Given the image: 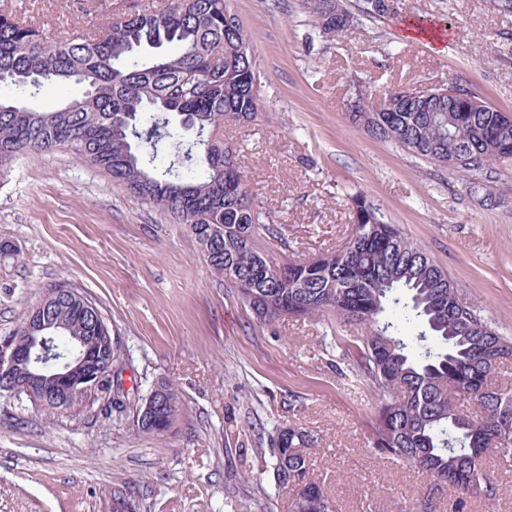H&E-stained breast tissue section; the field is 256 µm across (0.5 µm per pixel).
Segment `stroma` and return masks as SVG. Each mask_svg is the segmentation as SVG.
Masks as SVG:
<instances>
[{
  "instance_id": "35a3bbf8",
  "label": "stroma",
  "mask_w": 512,
  "mask_h": 512,
  "mask_svg": "<svg viewBox=\"0 0 512 512\" xmlns=\"http://www.w3.org/2000/svg\"><path fill=\"white\" fill-rule=\"evenodd\" d=\"M168 0H0L46 36L104 31L108 18ZM499 0H389L387 14L319 36L304 0H229L248 32L264 109L220 136L249 189L286 225L288 261L341 248L364 194L447 270L464 301L512 336V162L456 172L350 122L357 95L458 85L512 114V13ZM444 28L443 46L404 37V21ZM0 336L55 285L96 303L125 349L126 391L175 387L163 435L132 418L60 414L0 395V512H275L287 500L253 432L319 434L314 472L337 512H456L421 472L371 444L379 391L336 373L331 316L257 322L208 266L187 225L113 185L63 148L15 160L0 179ZM234 430L238 439H226Z\"/></svg>"
}]
</instances>
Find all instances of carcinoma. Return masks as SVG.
Segmentation results:
<instances>
[{
	"instance_id": "cac0c4a2",
	"label": "carcinoma",
	"mask_w": 512,
	"mask_h": 512,
	"mask_svg": "<svg viewBox=\"0 0 512 512\" xmlns=\"http://www.w3.org/2000/svg\"><path fill=\"white\" fill-rule=\"evenodd\" d=\"M332 0H306L325 38L354 21ZM50 83L84 88L81 97L51 111L0 95V175L21 155L68 149L77 161L102 169L120 187L189 225L196 244L224 284L236 289L256 318L272 325L283 316L325 314L354 324L362 335L334 337L354 376L379 390L373 447L381 455L426 474L432 487L450 490L459 508L466 499L494 500L503 487L485 471L489 452L512 471V388L496 380L491 353L512 359V338L497 332L475 304L464 302L448 272L378 209L354 196V232L342 248L303 261L284 262L272 243L284 227L252 197L233 150L216 139L226 118L256 120L262 100L250 38L227 0H171L160 9L118 15L105 33L48 41L23 18L0 13V90L32 95ZM455 99L428 106L416 91L399 89L398 110L352 112L367 132L424 160L451 163L463 172L512 160V123L501 112H465L471 92L453 87ZM167 166L154 168L159 155ZM62 284L49 317L56 343L94 338L112 330L99 308L80 313ZM34 309L7 335L20 340L36 327ZM160 407L149 417L124 391L120 358L97 389L71 407L96 415L132 416L151 435L169 431L181 401L161 381ZM272 478L289 491L287 512H336L313 469L320 446L312 431L277 426L270 436Z\"/></svg>"
}]
</instances>
